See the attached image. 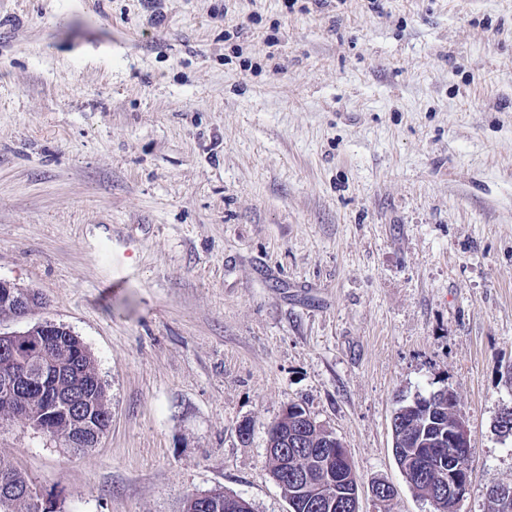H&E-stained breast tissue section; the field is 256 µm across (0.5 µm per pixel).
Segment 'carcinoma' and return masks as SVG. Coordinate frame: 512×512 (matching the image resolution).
<instances>
[{
	"instance_id": "carcinoma-1",
	"label": "carcinoma",
	"mask_w": 512,
	"mask_h": 512,
	"mask_svg": "<svg viewBox=\"0 0 512 512\" xmlns=\"http://www.w3.org/2000/svg\"><path fill=\"white\" fill-rule=\"evenodd\" d=\"M11 295L25 298L30 309L43 305L42 295L32 288L14 284ZM11 341L17 345L16 352L0 353L1 421H29L31 414L54 408L57 398L67 393L76 396L74 419H86L93 424L100 415L107 413L106 385L98 375L90 350L77 335L44 336L33 326L25 335L11 337ZM23 370L28 371L34 387L12 396L5 394V378L16 377ZM395 419L398 423L394 424V457L397 465L410 469L412 483L409 488L414 494L428 493V485L435 473L448 470L450 461L457 473L466 472L469 449L441 451L445 444L440 438L454 425V420L448 417V400L436 401L423 411L411 416L397 415ZM90 435V431L76 429L74 424L63 421L49 433L78 452L94 447ZM281 447L287 449L288 456L298 459L299 465L309 468L310 479L315 484H330L335 481L337 470L341 469L336 454L327 448L325 431L321 428L316 433L307 432L292 446L283 443ZM267 464L272 478L288 499L291 512H326L317 506L312 491L303 488L292 474L286 472L279 457L267 456ZM226 497L227 493L223 491H211L203 500L193 495L187 501L186 512H228ZM0 512H43L39 498L25 476L4 460H0Z\"/></svg>"
}]
</instances>
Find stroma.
<instances>
[{"instance_id": "35a3bbf8", "label": "stroma", "mask_w": 512, "mask_h": 512, "mask_svg": "<svg viewBox=\"0 0 512 512\" xmlns=\"http://www.w3.org/2000/svg\"><path fill=\"white\" fill-rule=\"evenodd\" d=\"M0 278L45 298L0 332L64 324L107 387L85 452L0 422L51 512H290L266 455L291 403L343 443L359 512H433L391 422L443 387L471 438L455 510L488 512L512 0H0ZM207 494L204 500H199L197 494L189 497L186 512H249L251 510L249 502L241 497L234 496L225 501L228 495L226 492L211 491ZM225 502L232 511L226 509Z\"/></svg>"}]
</instances>
